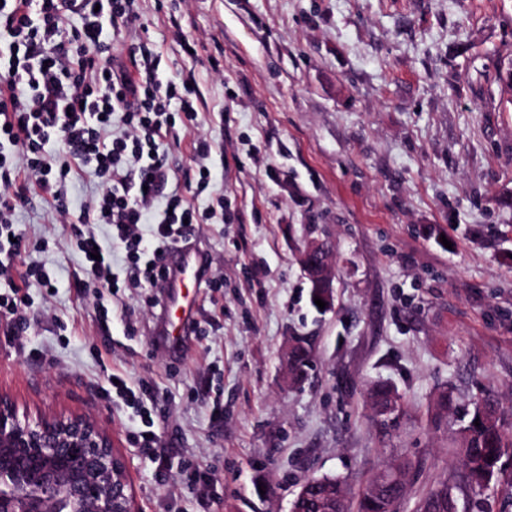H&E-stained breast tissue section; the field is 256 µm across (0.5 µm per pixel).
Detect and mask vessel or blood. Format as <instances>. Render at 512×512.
Instances as JSON below:
<instances>
[{"mask_svg":"<svg viewBox=\"0 0 512 512\" xmlns=\"http://www.w3.org/2000/svg\"><path fill=\"white\" fill-rule=\"evenodd\" d=\"M168 265L171 275L164 284V320L160 333L168 349L176 353L196 321L197 290L205 277V265L201 251L185 245L170 252Z\"/></svg>","mask_w":512,"mask_h":512,"instance_id":"obj_1","label":"vessel or blood"}]
</instances>
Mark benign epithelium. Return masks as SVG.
Here are the masks:
<instances>
[{
    "label": "benign epithelium",
    "mask_w": 512,
    "mask_h": 512,
    "mask_svg": "<svg viewBox=\"0 0 512 512\" xmlns=\"http://www.w3.org/2000/svg\"><path fill=\"white\" fill-rule=\"evenodd\" d=\"M302 269L331 281L326 260ZM0 512H139L129 460L92 417L21 416L0 395Z\"/></svg>",
    "instance_id": "7a95c632"
}]
</instances>
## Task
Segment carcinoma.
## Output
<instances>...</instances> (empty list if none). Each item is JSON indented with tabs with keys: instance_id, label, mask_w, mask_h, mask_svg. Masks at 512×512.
Returning a JSON list of instances; mask_svg holds the SVG:
<instances>
[{
	"instance_id": "1",
	"label": "carcinoma",
	"mask_w": 512,
	"mask_h": 512,
	"mask_svg": "<svg viewBox=\"0 0 512 512\" xmlns=\"http://www.w3.org/2000/svg\"><path fill=\"white\" fill-rule=\"evenodd\" d=\"M297 350L288 355L294 371L310 368L311 351L300 336L292 337ZM368 400L374 416L383 428L388 420L401 412L399 396L384 382L368 390ZM479 424H474V421ZM455 443L464 467L463 481L471 489L482 490L499 481L504 469L502 459L512 455V432L504 429V411L499 400L484 392L473 403L472 411L459 420ZM405 462L393 470L376 473L359 492L358 512H395V507L407 491ZM457 486L442 482L431 488L419 503L420 512H460ZM346 488L333 477L311 478L301 484L291 502L292 512H346Z\"/></svg>"
}]
</instances>
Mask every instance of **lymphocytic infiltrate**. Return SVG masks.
Segmentation results:
<instances>
[{
    "instance_id": "obj_1",
    "label": "lymphocytic infiltrate",
    "mask_w": 512,
    "mask_h": 512,
    "mask_svg": "<svg viewBox=\"0 0 512 512\" xmlns=\"http://www.w3.org/2000/svg\"><path fill=\"white\" fill-rule=\"evenodd\" d=\"M139 19L136 0H0V276L21 273L0 292V319L13 340L24 333L27 288L47 297L56 288L43 269L23 265L14 216L29 188L48 199L56 221L74 226L105 332L114 291L162 287L166 254L204 221L190 198L212 186L210 144L194 139L196 173L180 190L168 186L163 150L193 128L197 92L166 77ZM78 164L93 165L99 192L74 213L67 191ZM92 224L109 226L126 272L114 270Z\"/></svg>"
}]
</instances>
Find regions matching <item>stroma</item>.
Instances as JSON below:
<instances>
[{"instance_id":"1","label":"stroma","mask_w":512,"mask_h":512,"mask_svg":"<svg viewBox=\"0 0 512 512\" xmlns=\"http://www.w3.org/2000/svg\"><path fill=\"white\" fill-rule=\"evenodd\" d=\"M198 116L168 146L178 172L212 145L224 224L194 243L219 288L199 290L179 353L159 334L154 289L112 308L102 334L71 225L37 190L18 209L28 264L56 281L29 291L22 342L0 333V393L20 411L83 413L127 455L140 512H289L304 480L357 494L411 462L396 512L458 484L466 512H512V486H462L451 439L479 392L512 408V0H138ZM188 40L194 54L183 51ZM223 60L213 70L212 58ZM331 242L333 301H311L299 254ZM308 337L312 368L286 387L281 363ZM147 382L157 434L102 394L108 375ZM394 387L405 410L378 427L366 392ZM454 407L436 417L442 390ZM170 468L158 472L155 452ZM204 466L206 493L180 479Z\"/></svg>"}]
</instances>
